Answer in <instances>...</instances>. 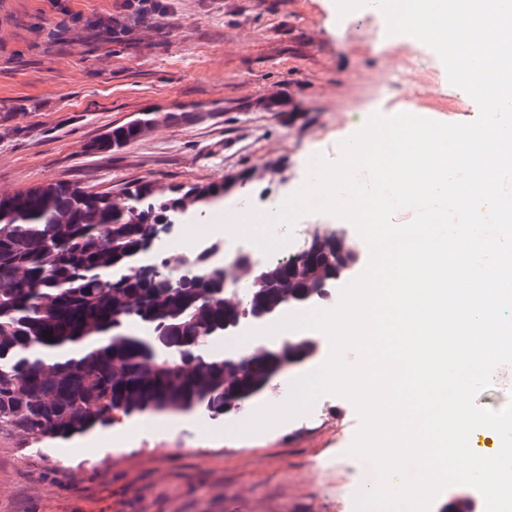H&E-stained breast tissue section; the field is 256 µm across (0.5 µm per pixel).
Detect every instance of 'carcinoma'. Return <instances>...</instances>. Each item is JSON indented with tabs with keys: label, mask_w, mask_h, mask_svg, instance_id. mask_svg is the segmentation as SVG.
<instances>
[{
	"label": "carcinoma",
	"mask_w": 512,
	"mask_h": 512,
	"mask_svg": "<svg viewBox=\"0 0 512 512\" xmlns=\"http://www.w3.org/2000/svg\"><path fill=\"white\" fill-rule=\"evenodd\" d=\"M150 114L106 131L107 152L140 134ZM224 198V184L171 196L143 182L116 196L67 182L0 192V431L42 444L67 441L145 414L200 412L211 419L247 407L288 366L317 357L319 339L296 336L253 351L228 371L207 343L239 321L269 320L287 306H318L354 273L361 248L328 230L284 262L249 275V317L227 302L214 245L191 259L144 246ZM182 275L173 280L168 267ZM102 336L78 357L42 350ZM175 356L176 362L168 357Z\"/></svg>",
	"instance_id": "cac0c4a2"
}]
</instances>
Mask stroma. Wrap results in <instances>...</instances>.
Here are the masks:
<instances>
[{"label":"stroma","instance_id":"35a3bbf8","mask_svg":"<svg viewBox=\"0 0 512 512\" xmlns=\"http://www.w3.org/2000/svg\"><path fill=\"white\" fill-rule=\"evenodd\" d=\"M173 26L105 33L114 0H70L83 25L60 28L48 0H0V190L65 181L113 194L141 181L186 191L237 182L233 196L278 192L308 161L401 101L358 87L396 36L346 34L331 0H167ZM432 105L419 117L468 123L477 104L440 102L450 83L429 46ZM154 120L107 153L90 146L142 113ZM185 416L164 433L129 436L121 423L37 449L0 433V512H357L375 483L346 450L353 405L326 395L311 411L238 435L235 416L201 433Z\"/></svg>","mask_w":512,"mask_h":512}]
</instances>
